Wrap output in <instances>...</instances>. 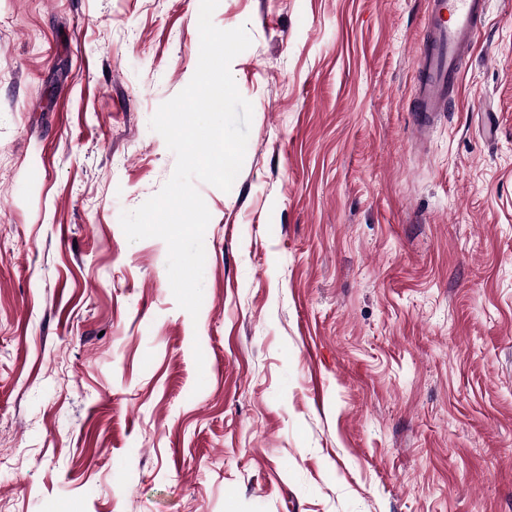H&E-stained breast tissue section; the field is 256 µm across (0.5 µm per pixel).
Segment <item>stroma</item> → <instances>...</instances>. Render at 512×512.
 I'll return each instance as SVG.
<instances>
[{
	"mask_svg": "<svg viewBox=\"0 0 512 512\" xmlns=\"http://www.w3.org/2000/svg\"><path fill=\"white\" fill-rule=\"evenodd\" d=\"M200 0H0V512H512V0L449 117L426 0H219L253 106L198 318L120 224Z\"/></svg>",
	"mask_w": 512,
	"mask_h": 512,
	"instance_id": "stroma-1",
	"label": "stroma"
}]
</instances>
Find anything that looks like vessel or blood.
<instances>
[{"label":"vessel or blood","instance_id":"1","mask_svg":"<svg viewBox=\"0 0 512 512\" xmlns=\"http://www.w3.org/2000/svg\"><path fill=\"white\" fill-rule=\"evenodd\" d=\"M427 11V30L415 47L410 106L413 124L423 132L450 113L488 21L489 0H427Z\"/></svg>","mask_w":512,"mask_h":512}]
</instances>
